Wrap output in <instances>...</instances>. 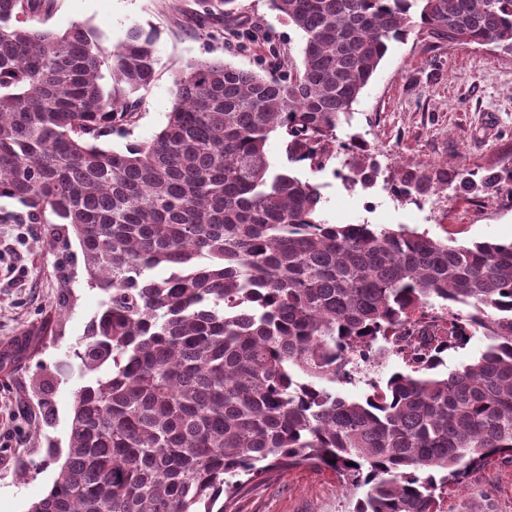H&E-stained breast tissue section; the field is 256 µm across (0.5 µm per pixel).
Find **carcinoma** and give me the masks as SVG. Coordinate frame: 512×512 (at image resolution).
I'll return each mask as SVG.
<instances>
[{"label": "carcinoma", "mask_w": 512, "mask_h": 512, "mask_svg": "<svg viewBox=\"0 0 512 512\" xmlns=\"http://www.w3.org/2000/svg\"><path fill=\"white\" fill-rule=\"evenodd\" d=\"M202 21L259 40L238 0H196ZM299 30L301 64L265 77L190 60L167 122L125 150L155 80L139 27L107 52L83 23L44 27L54 0H0V223L49 224L81 248L99 310L73 356L68 450L28 512H227L224 495L268 467H324L364 487L354 512H438L440 495L512 458V243L448 244L407 227L330 224L318 187L270 162L376 182V154L337 139L389 43L414 28L512 53V0H267ZM390 192L419 202L454 185L512 189V162L475 179L394 163ZM163 275L155 276L153 271ZM479 336L448 374L442 354ZM0 345V371L32 356ZM405 370L361 398L333 389L358 361Z\"/></svg>", "instance_id": "1"}]
</instances>
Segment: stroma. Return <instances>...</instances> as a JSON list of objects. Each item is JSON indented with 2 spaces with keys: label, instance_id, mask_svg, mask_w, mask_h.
Returning <instances> with one entry per match:
<instances>
[{
  "label": "stroma",
  "instance_id": "stroma-1",
  "mask_svg": "<svg viewBox=\"0 0 512 512\" xmlns=\"http://www.w3.org/2000/svg\"><path fill=\"white\" fill-rule=\"evenodd\" d=\"M240 7L246 27L301 61L299 30L265 0H240ZM194 8V0H56L47 21L51 29L88 24L105 35L109 49L133 26L154 36L157 73L142 93L133 131L103 138L101 146L122 149L160 132L173 105L174 78L189 60L257 73L269 66L268 50L199 25ZM336 135L342 141L356 135L375 148L381 173L366 188L338 175V160L320 172L298 166L297 174L318 186L328 223L402 225L442 240L512 242L511 193L467 198L455 191L414 204L394 199L387 185L397 160L419 168L445 162L479 175L512 160L511 54L463 48L415 30L390 43ZM101 298L87 283L79 245L51 247L40 224L0 223V342L47 328L44 347L24 368L0 372V512H28L51 488L59 463L48 447H66L73 395L86 382L73 350ZM361 495L333 472L304 465L263 472L233 499L232 512H352ZM439 510L512 512V463L474 472L461 488L441 496Z\"/></svg>",
  "mask_w": 512,
  "mask_h": 512
}]
</instances>
